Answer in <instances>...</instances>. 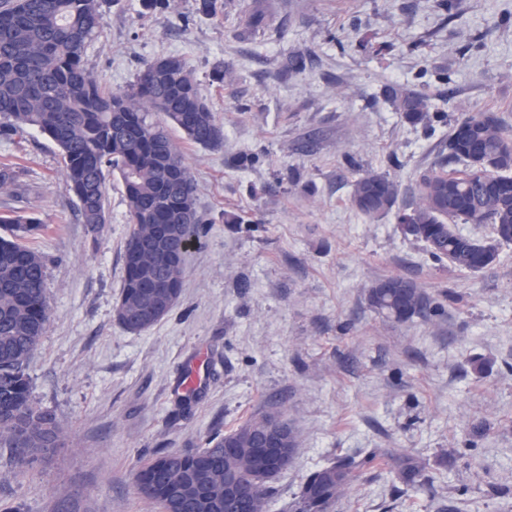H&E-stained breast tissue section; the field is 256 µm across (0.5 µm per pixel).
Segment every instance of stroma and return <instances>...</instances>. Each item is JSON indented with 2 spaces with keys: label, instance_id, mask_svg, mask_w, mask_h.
Wrapping results in <instances>:
<instances>
[{
  "label": "stroma",
  "instance_id": "35a3bbf8",
  "mask_svg": "<svg viewBox=\"0 0 512 512\" xmlns=\"http://www.w3.org/2000/svg\"><path fill=\"white\" fill-rule=\"evenodd\" d=\"M246 3L222 0L207 19L195 0L148 15L107 0L85 52L115 91L146 62L181 57L224 128L221 148L180 144L206 224L177 304L149 329L115 318L131 231L121 186L108 180V222L92 232L57 146L33 129L0 140L32 203L0 190V215L43 224L27 242L46 259L50 323L25 372L64 430L21 469L0 447V512H158L135 486L140 462L204 448L272 406L298 443L269 512H291L316 470L370 453L328 512H512V243L477 272L436 261L394 214L357 211L346 164L388 174L408 205L455 119L495 111L512 126V0H454L449 13L438 0H266L273 31L242 42ZM294 55L303 71H285ZM387 84L424 92L444 122L405 123ZM240 153L262 162L233 167ZM287 172L299 183L280 184ZM390 277L443 315L380 313L369 290ZM398 457L422 464L415 487L397 479Z\"/></svg>",
  "mask_w": 512,
  "mask_h": 512
}]
</instances>
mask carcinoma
<instances>
[{
	"label": "carcinoma",
	"instance_id": "1",
	"mask_svg": "<svg viewBox=\"0 0 512 512\" xmlns=\"http://www.w3.org/2000/svg\"><path fill=\"white\" fill-rule=\"evenodd\" d=\"M219 0H195V11L214 18ZM100 0H0V139L23 128L37 130L61 152L67 187L77 197L82 223L94 233L108 223L106 181L117 177L132 224L123 255L124 283L116 308L120 326L131 333L149 329L178 302L184 264L169 263L166 253L180 251L184 240L199 237L205 223L196 201L194 179L173 137L178 131L204 148L224 144V129L203 97L185 61L166 56L170 66L145 63L129 89L114 92L84 62L88 43L99 33ZM270 28L261 0H254L235 36L247 41ZM385 98L412 126L431 127L443 115L430 112L426 96L401 85H388ZM164 119L157 121L154 113ZM442 165L472 162L481 175L452 178L430 171L416 184L415 202L397 211L398 224L412 225L406 239L423 242L436 261L458 269L483 270L494 264L499 246L512 242V137L496 112H478L456 124L442 146ZM16 167L0 164V188L13 187ZM400 184L383 173L365 171L352 182L351 202L364 216L390 213ZM490 224L489 237L459 233L454 223ZM12 237H0V447L11 448L26 464L55 448L62 430L53 413L36 406L25 375V363L46 333L43 256L22 242L40 229L34 217L0 216ZM161 279L167 288H152ZM395 288L372 287L371 304L404 321L415 315L443 312L415 283L392 278ZM280 429L284 447L296 448V435L280 412L270 410L192 454L166 452L135 472L139 493L162 512H267L277 472L255 463L258 440L268 429ZM375 455L338 461L311 474L294 502L293 512H328L354 470ZM422 465L403 462L400 481L416 484ZM237 474L255 486L252 500H224V475Z\"/></svg>",
	"mask_w": 512,
	"mask_h": 512
}]
</instances>
